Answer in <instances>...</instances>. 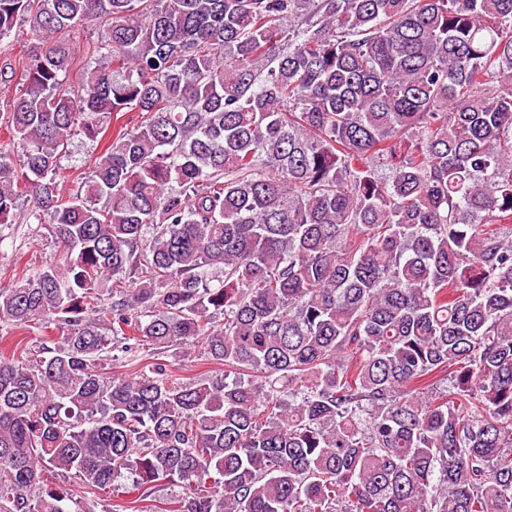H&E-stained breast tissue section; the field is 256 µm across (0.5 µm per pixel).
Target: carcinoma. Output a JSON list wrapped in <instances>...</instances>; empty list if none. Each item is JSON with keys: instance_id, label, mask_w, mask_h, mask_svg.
Here are the masks:
<instances>
[{"instance_id": "obj_1", "label": "carcinoma", "mask_w": 512, "mask_h": 512, "mask_svg": "<svg viewBox=\"0 0 512 512\" xmlns=\"http://www.w3.org/2000/svg\"><path fill=\"white\" fill-rule=\"evenodd\" d=\"M20 25L0 224L31 195L63 254L0 287L42 334L0 350V512L123 470L172 512H512V0H0ZM117 339L152 360L112 375ZM101 25L100 19L90 18L69 31H66L62 35V38L69 42L77 56L82 57L90 55L97 49V41L101 40ZM28 27L19 29L15 36L5 40L0 45V64L6 58H19L20 56H30L41 51L43 45L27 34ZM107 141V138L104 142ZM104 142H92L83 135H77L72 139L70 152L60 159V178L71 187L75 188L77 178L86 176L91 167L90 160L97 156ZM192 348V354L188 358L187 356L183 357L182 353H172L173 351L169 352V356L165 358L167 361H169L170 367L176 371L177 375H180L181 378H184L185 381L189 380H195L198 378L199 375L202 373L217 369L213 368L215 366L204 364L203 361H201L198 355L200 354L199 350L200 347H191Z\"/></svg>"}]
</instances>
